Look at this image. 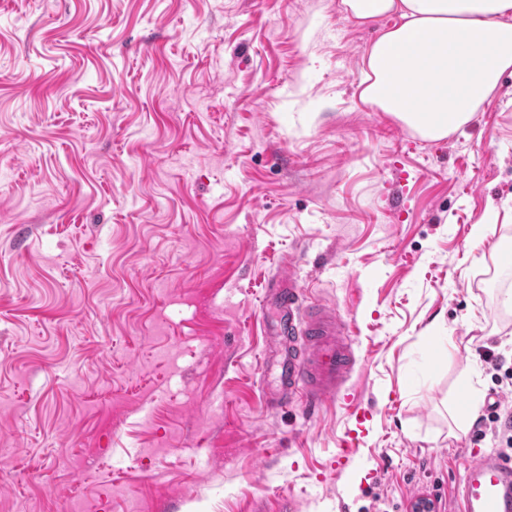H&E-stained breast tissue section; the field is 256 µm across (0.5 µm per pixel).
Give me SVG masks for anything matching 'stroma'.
Segmentation results:
<instances>
[{
  "label": "stroma",
  "instance_id": "1",
  "mask_svg": "<svg viewBox=\"0 0 512 512\" xmlns=\"http://www.w3.org/2000/svg\"><path fill=\"white\" fill-rule=\"evenodd\" d=\"M392 24L0 0V512H456L512 407L479 355L512 364V75L423 140L359 100ZM290 256L345 324L364 425L265 402L261 294Z\"/></svg>",
  "mask_w": 512,
  "mask_h": 512
}]
</instances>
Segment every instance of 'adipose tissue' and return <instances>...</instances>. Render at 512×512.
<instances>
[{
	"mask_svg": "<svg viewBox=\"0 0 512 512\" xmlns=\"http://www.w3.org/2000/svg\"><path fill=\"white\" fill-rule=\"evenodd\" d=\"M346 19L396 23L368 47L361 101L419 137L443 140L473 121L512 72V0H341ZM427 95L430 110L416 99Z\"/></svg>",
	"mask_w": 512,
	"mask_h": 512,
	"instance_id": "obj_1",
	"label": "adipose tissue"
}]
</instances>
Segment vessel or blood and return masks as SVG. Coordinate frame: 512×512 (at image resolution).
<instances>
[{
    "label": "vessel or blood",
    "instance_id": "vessel-or-blood-1",
    "mask_svg": "<svg viewBox=\"0 0 512 512\" xmlns=\"http://www.w3.org/2000/svg\"><path fill=\"white\" fill-rule=\"evenodd\" d=\"M263 300L275 310L261 361L269 377V403L278 406L297 396L313 410L334 399L351 403L347 381L354 352L339 336L335 310L312 303L297 280L284 276L265 289ZM458 498V512H512V457L477 449L465 468Z\"/></svg>",
    "mask_w": 512,
    "mask_h": 512
}]
</instances>
